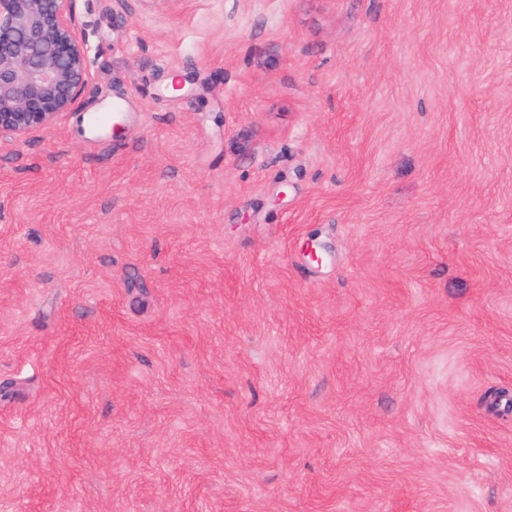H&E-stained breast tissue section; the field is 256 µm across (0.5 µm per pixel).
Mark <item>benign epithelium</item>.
<instances>
[{
  "label": "benign epithelium",
  "instance_id": "benign-epithelium-1",
  "mask_svg": "<svg viewBox=\"0 0 512 512\" xmlns=\"http://www.w3.org/2000/svg\"><path fill=\"white\" fill-rule=\"evenodd\" d=\"M76 0H0V133L22 138L71 111L88 79Z\"/></svg>",
  "mask_w": 512,
  "mask_h": 512
}]
</instances>
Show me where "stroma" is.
I'll list each match as a JSON object with an SVG mask.
<instances>
[{"mask_svg":"<svg viewBox=\"0 0 512 512\" xmlns=\"http://www.w3.org/2000/svg\"><path fill=\"white\" fill-rule=\"evenodd\" d=\"M76 20L0 134V512H512V0Z\"/></svg>","mask_w":512,"mask_h":512,"instance_id":"obj_1","label":"stroma"}]
</instances>
